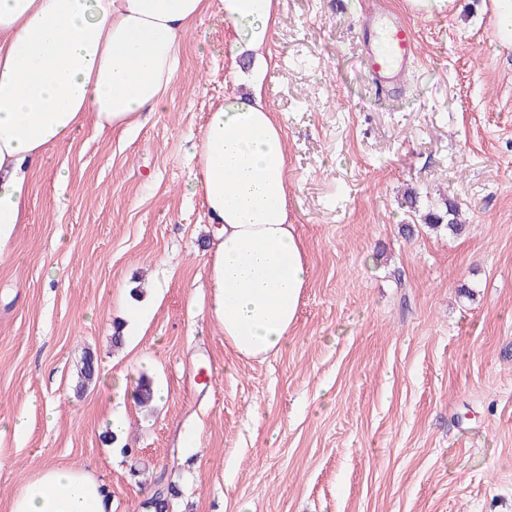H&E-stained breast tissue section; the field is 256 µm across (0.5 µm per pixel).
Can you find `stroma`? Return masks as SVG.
I'll return each mask as SVG.
<instances>
[{"instance_id":"1","label":"stroma","mask_w":512,"mask_h":512,"mask_svg":"<svg viewBox=\"0 0 512 512\" xmlns=\"http://www.w3.org/2000/svg\"><path fill=\"white\" fill-rule=\"evenodd\" d=\"M377 1L278 0L263 50L308 254L280 352L236 356L209 312L191 152L208 112L250 95L255 66L218 0L143 126H85L34 168L0 251V421H28L0 433V512L56 463L109 488L112 512L160 481L177 490L169 512H512V47L493 0L429 15L385 0L418 60L376 90L360 29ZM447 199L464 237L422 220ZM88 351L98 372L80 393ZM140 375L166 400L140 407ZM117 410L126 431L104 442Z\"/></svg>"}]
</instances>
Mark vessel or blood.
Instances as JSON below:
<instances>
[{
  "label": "vessel or blood",
  "instance_id": "1",
  "mask_svg": "<svg viewBox=\"0 0 512 512\" xmlns=\"http://www.w3.org/2000/svg\"><path fill=\"white\" fill-rule=\"evenodd\" d=\"M365 58L379 86L400 83L417 58V42L410 23L378 5L365 18Z\"/></svg>",
  "mask_w": 512,
  "mask_h": 512
}]
</instances>
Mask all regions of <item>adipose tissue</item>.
Listing matches in <instances>:
<instances>
[{
    "label": "adipose tissue",
    "mask_w": 512,
    "mask_h": 512,
    "mask_svg": "<svg viewBox=\"0 0 512 512\" xmlns=\"http://www.w3.org/2000/svg\"><path fill=\"white\" fill-rule=\"evenodd\" d=\"M276 0H219L245 50L265 47ZM207 0H0V247L24 220L31 166L85 124L127 130L161 107L181 41ZM217 224L210 311L243 358L283 349L308 280L288 222L285 134L261 92L207 115L194 151ZM104 485L67 465L42 467L9 512H106Z\"/></svg>",
    "instance_id": "ef3b65f1"
}]
</instances>
